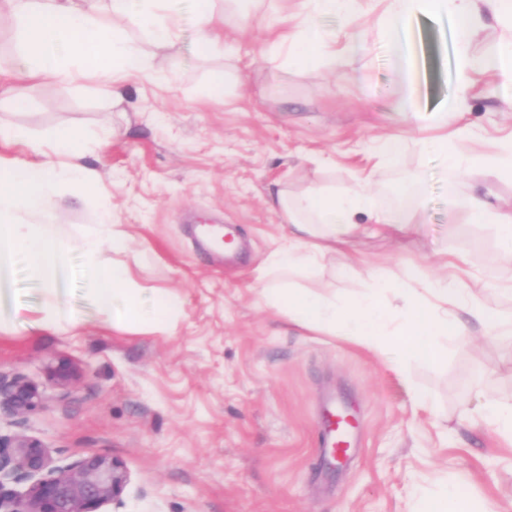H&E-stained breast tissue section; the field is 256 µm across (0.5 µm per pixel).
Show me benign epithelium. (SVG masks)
<instances>
[{"instance_id":"benign-epithelium-1","label":"benign epithelium","mask_w":512,"mask_h":512,"mask_svg":"<svg viewBox=\"0 0 512 512\" xmlns=\"http://www.w3.org/2000/svg\"><path fill=\"white\" fill-rule=\"evenodd\" d=\"M56 386L66 389L81 376L66 358L47 368ZM39 386L16 375L0 374V408L26 414L43 404ZM129 474L119 460L87 455L71 464H57L51 449L23 434L0 435V512H102L120 501Z\"/></svg>"}]
</instances>
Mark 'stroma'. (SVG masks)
Listing matches in <instances>:
<instances>
[{"label": "stroma", "mask_w": 512, "mask_h": 512, "mask_svg": "<svg viewBox=\"0 0 512 512\" xmlns=\"http://www.w3.org/2000/svg\"><path fill=\"white\" fill-rule=\"evenodd\" d=\"M301 7L302 0H238L229 14L225 0H213L226 46L206 51L193 0H168L176 49L122 27L151 59L152 74L124 84L119 105L95 82L39 76L22 85L26 104L15 107L7 94L23 48L12 20L0 18V125L30 138L74 132L82 163L99 179L83 198L62 187L49 203L53 223L72 241L58 290L47 291L21 260L0 292V374L24 376L46 396L26 415L0 413V433L38 440L62 465L91 453L121 461L130 481L112 512H419L422 498L446 483L475 512H512V442L479 408L487 397L512 399V335L475 323L442 362L398 372L345 336L290 323L256 292L260 269L288 233L272 193L352 187L376 137H412V123L390 109V90L416 91L430 126L435 108L458 91L457 33L447 19L412 21L406 74L369 18L351 27L337 15L322 18L326 32L348 33L366 49L359 62L323 74L272 68L268 31L236 28L241 12ZM466 97L471 136L460 149L495 153L512 136V103L487 77L474 79ZM418 167L426 176L413 201L424 221L410 236H359L318 268L291 275L293 286L342 300L375 272L398 288L411 275L436 278L447 250L467 258L473 302L512 311V293L500 287L512 278V261L491 227L449 204L485 186L511 207L512 175L490 180L474 167L461 177L439 156L410 149L378 174L380 203L394 204L405 172ZM104 204L131 240L121 261L156 295L179 298L171 332L115 331L98 311L78 241L96 234ZM190 224L235 225L249 252L237 267H217L202 258ZM52 303L67 317L55 330L38 324ZM61 357L82 370L66 389L45 373ZM329 392L357 414L359 451L342 468L322 464L317 447ZM420 394L426 404L417 403Z\"/></svg>", "instance_id": "1"}]
</instances>
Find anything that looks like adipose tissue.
I'll return each instance as SVG.
<instances>
[{
	"instance_id": "1",
	"label": "adipose tissue",
	"mask_w": 512,
	"mask_h": 512,
	"mask_svg": "<svg viewBox=\"0 0 512 512\" xmlns=\"http://www.w3.org/2000/svg\"><path fill=\"white\" fill-rule=\"evenodd\" d=\"M166 0H0V16L9 17L20 33L25 76L51 74L63 82L92 80L107 95L133 77L148 76L151 63L137 47L124 40L113 25L125 19L146 29L161 49L176 45L175 21L165 12ZM305 14L280 15L271 61L287 59L332 70L337 59L357 61L363 50L352 40L337 44L320 26L325 14H341L353 26L374 12L377 0H307ZM377 14L378 37L397 60H405L408 23L417 17L452 20L457 28L456 75L459 88L472 77L495 79L504 95L512 97V36L470 48L475 30L486 21L512 26V0H387ZM375 13V12H374ZM75 137L60 132L50 139H30L26 145L34 161H0V288L10 284L17 256H25L47 289H55L65 275L64 253L69 245L52 224L48 202L58 186L74 187L85 195L96 179L74 150ZM439 154L448 168L463 174L479 166L487 177L512 172V139L490 157L459 150L452 134L413 138L380 136L370 151L375 166L394 164L408 148ZM373 172H365L354 189L341 192L313 189L299 194L277 191L274 205L288 223L287 241L268 258L259 281L264 304L287 315L297 326L329 335L342 333L384 355L394 367L404 359L440 363L449 343L468 333L469 322H494L497 331L512 334V315L493 316L486 308L468 303V291L447 281L409 279L400 288L387 287L372 277L367 288L346 301L305 295L292 288L288 274L296 268L317 266L330 251L350 244L370 227L407 232L420 223L418 210L404 203L381 206L371 189ZM474 223L494 225L500 250L512 260V209H503L473 191L460 201ZM102 234L84 237L82 250L90 264L86 276L94 283L95 300L116 331L145 327L157 333L171 331L181 316L174 299L150 296L119 254L129 248V236L112 221L111 209L100 215ZM117 259L111 266L98 263L102 246Z\"/></svg>"
}]
</instances>
